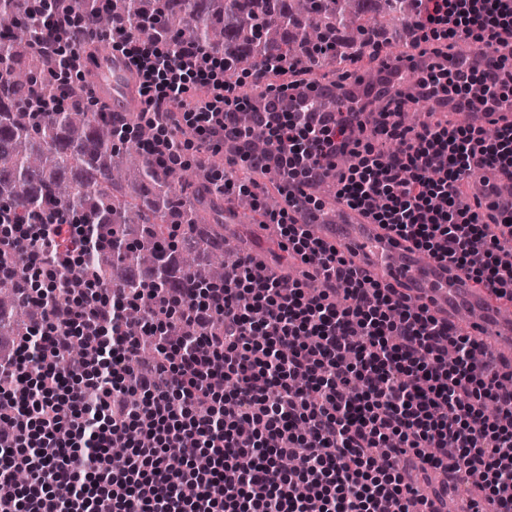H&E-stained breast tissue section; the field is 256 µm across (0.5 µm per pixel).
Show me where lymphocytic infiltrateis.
Returning <instances> with one entry per match:
<instances>
[{
    "mask_svg": "<svg viewBox=\"0 0 512 512\" xmlns=\"http://www.w3.org/2000/svg\"><path fill=\"white\" fill-rule=\"evenodd\" d=\"M417 44H431L417 94L381 112L365 135L361 112L316 117L301 85L262 93L254 122L287 199L318 209L301 185L321 161L349 155L336 195L365 210L415 250L496 295L512 299V212L461 205L463 182L499 168L512 177V124L404 123L420 102L495 111L512 97V0H418ZM84 16L55 13L39 40L83 76ZM461 42L495 53L504 79L440 66ZM119 47L141 69L143 116L155 122L149 151L182 161L174 126L212 147L247 138L243 106L224 82V59L189 47ZM204 91L188 106L190 88ZM379 134V135H380ZM281 245L320 278L251 273L240 255L223 283L142 289L140 324L126 325L128 298L84 273L86 225L51 212L26 222L0 207V284L20 283L42 309L26 335L0 349V512H410L419 487L400 467L469 486V512H512V365L453 332L424 305L363 276L335 246L310 240L287 210L269 213ZM155 340L138 364L139 335ZM85 354H70L73 341ZM121 446L123 466L111 450ZM27 471L26 489L15 475Z\"/></svg>",
    "mask_w": 512,
    "mask_h": 512,
    "instance_id": "lymphocytic-infiltrate-1",
    "label": "lymphocytic infiltrate"
}]
</instances>
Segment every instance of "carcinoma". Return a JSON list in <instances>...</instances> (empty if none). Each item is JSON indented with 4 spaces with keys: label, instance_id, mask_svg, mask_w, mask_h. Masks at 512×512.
<instances>
[{
    "label": "carcinoma",
    "instance_id": "1",
    "mask_svg": "<svg viewBox=\"0 0 512 512\" xmlns=\"http://www.w3.org/2000/svg\"><path fill=\"white\" fill-rule=\"evenodd\" d=\"M71 11L91 17L99 37L125 27L138 40L175 44L192 40L213 54H234L224 81L252 71L276 54L295 57L288 80L309 82L334 75L343 80L372 63L365 36L399 55L413 47L415 0H380L376 17L365 20L360 0H288V23L280 21L282 0H223L200 6L195 0H67ZM44 19L30 0H0V205L21 216L47 208L78 214L90 225L86 271L118 288L136 292L170 287L172 232L182 230L178 260L196 283L224 281L236 249L224 241L217 214L255 210L245 196L224 195L208 171L224 154L206 149L204 167L189 171L160 164L143 150L154 138L136 114L124 116L127 136L113 127L106 108L85 107L93 82L77 83L68 104L52 105L55 63L37 50ZM237 174L264 190V208L281 207L257 177L266 172L243 165ZM0 309L9 313L7 330L26 331L35 309L14 289L0 287Z\"/></svg>",
    "mask_w": 512,
    "mask_h": 512
}]
</instances>
